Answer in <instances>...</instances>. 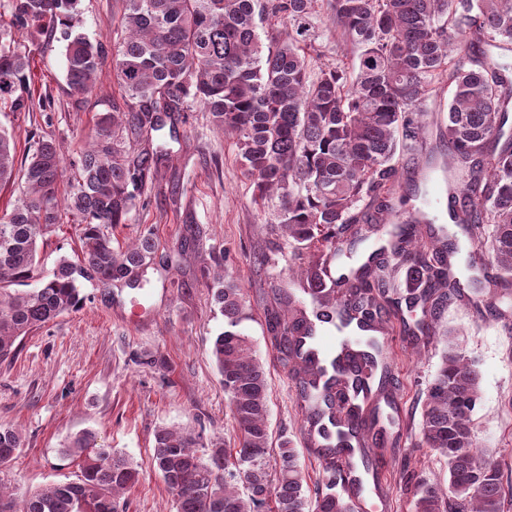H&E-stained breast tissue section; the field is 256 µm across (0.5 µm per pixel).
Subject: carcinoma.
<instances>
[{
    "mask_svg": "<svg viewBox=\"0 0 512 512\" xmlns=\"http://www.w3.org/2000/svg\"><path fill=\"white\" fill-rule=\"evenodd\" d=\"M123 41L114 57L123 103L96 120L92 141L68 161L53 138L39 140L16 169V145L0 129V186L18 184L19 196L0 212V362L18 353L32 331L80 308L79 279L103 286L130 282L144 270L156 242L144 235L128 248L113 246L109 229L127 223L139 191L167 159L166 145L132 155L126 142L168 132L193 104L236 140L238 157L253 180L257 201L279 200L278 226L303 249L319 248L370 224L387 207L397 180L393 159L422 141L413 112L448 79L446 130L448 213L476 244L473 268L494 266L487 288L512 292V65L497 50L512 51V0H328L330 19L351 55V69L329 68L309 81L302 43L318 0H123ZM78 0H8L10 26L30 36L60 35L72 110H82L105 54L99 41L77 31ZM268 18L291 26L288 36H262ZM489 50L477 57L456 52L448 31ZM31 59L0 31V107L13 112L46 108L31 85ZM70 190L58 197L65 165ZM72 217L79 226L81 259L60 257L46 271L38 242ZM422 227L415 238L397 226L391 255L408 265L410 288L421 289L420 330L443 345L439 368L421 402V442L448 466V486L419 482L413 512H508L512 492L500 465L476 449L472 413L481 377L474 364L436 335L434 324L459 287L448 278L443 254L454 252L444 229L411 214ZM382 263L362 264L346 285L345 324L368 309L388 326L391 283ZM304 292L311 314L287 323L275 316L276 347L293 364L307 420L334 411L343 397L313 393L310 358L302 338L314 336L311 317L336 306L324 269L307 271ZM213 299L224 332L212 346L237 435L233 447L216 437L203 443L184 429L159 428L151 464L171 491L175 512H349L336 495L343 479L338 449L315 448L324 465L310 488L292 441L273 447L268 425L269 384L242 323L249 319L244 289L219 276ZM21 432L0 424V468L16 459ZM79 460L75 481L54 483L21 496L0 485V512H118L119 496L140 480L125 454L98 445L85 431L65 448Z\"/></svg>",
    "mask_w": 512,
    "mask_h": 512,
    "instance_id": "1",
    "label": "carcinoma"
}]
</instances>
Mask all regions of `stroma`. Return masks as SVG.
<instances>
[{"label": "stroma", "mask_w": 512, "mask_h": 512, "mask_svg": "<svg viewBox=\"0 0 512 512\" xmlns=\"http://www.w3.org/2000/svg\"><path fill=\"white\" fill-rule=\"evenodd\" d=\"M122 7L123 0L77 5L79 31L107 48L84 111L69 107L63 41L45 36L26 41L35 90L50 105L44 112H0V126L12 133L18 158L48 134L66 157H75L93 136L98 113L121 100L113 58L122 37ZM306 52L313 80L349 61L327 5H320L312 21ZM447 103L443 87L417 113L423 145L396 154L400 178L389 209L378 232H363L359 248L386 240L392 224L422 207L424 194L410 181L412 171L424 169L430 180L443 181L441 170L425 163L440 147V114ZM179 129L182 137L171 143L169 160L138 193L127 223L112 230L114 245L123 247L143 233L154 235L157 247L140 287L82 282L83 306L32 332L18 356L0 364V423L17 427L24 439L18 457L0 470V484L26 491L76 480L78 463L63 449L76 434L90 431L99 444L123 452L142 470L139 483L124 496L126 512H173V496L151 465L155 431L183 427L227 442L236 435L211 353L214 336L224 328L213 278L224 271L238 278L250 304L244 329L267 372L270 432L293 440L303 477L311 485L318 481L321 461L305 430L291 368L273 344L268 313L276 308L279 291L301 292L303 270L336 247L315 255L295 249L277 225V197L256 204L233 137L217 130L202 107L193 106ZM438 327L453 333L481 374L472 416L479 452L512 471V297L451 301ZM389 349L397 426L370 449L362 498L367 512H410L407 474L430 482L448 478L445 461L422 446L418 419L411 414L438 369L440 350L410 331L394 333ZM147 354L153 364L144 363Z\"/></svg>", "instance_id": "35a3bbf8"}]
</instances>
